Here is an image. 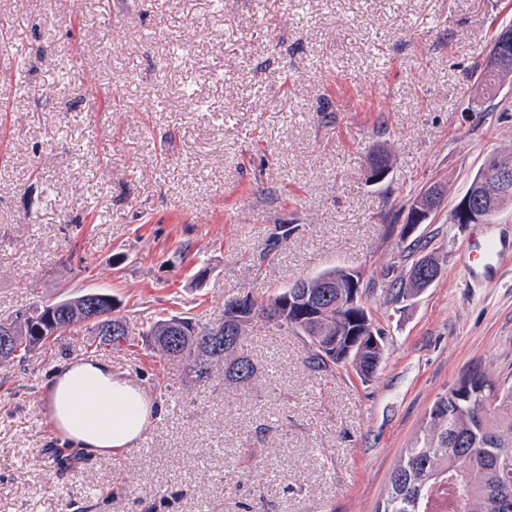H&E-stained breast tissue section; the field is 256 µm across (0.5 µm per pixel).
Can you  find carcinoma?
I'll return each instance as SVG.
<instances>
[{"mask_svg": "<svg viewBox=\"0 0 512 512\" xmlns=\"http://www.w3.org/2000/svg\"><path fill=\"white\" fill-rule=\"evenodd\" d=\"M512 79V38L498 36L489 61L478 74L482 94L493 96ZM512 166V151L491 157L478 169L480 178L472 202L481 218L512 207V174L503 179L498 170ZM295 231L278 224L268 240L272 252ZM347 269L334 267L305 279L292 309L281 305L288 286L267 298L250 293L244 302L251 317L235 313L239 299L224 303V316L197 323L190 318H159L133 327L112 315V304L87 292L61 299L62 306L46 318V306L36 305L0 318V336L9 348L0 353V367L23 363L36 348H47L66 333L88 331L96 346L120 347L141 337L153 357L177 361L198 383L220 375L245 386L258 378V367L242 349L243 337L256 319L277 330H290L307 348V361L318 372L331 373L347 365L368 379L382 363L385 333L361 304L336 306V289ZM421 292L417 280L406 273L394 298L406 301ZM122 324L115 334L109 326ZM376 512H512V381H499L480 367L458 377L426 412L409 447L403 449L389 477L385 498Z\"/></svg>", "mask_w": 512, "mask_h": 512, "instance_id": "carcinoma-1", "label": "carcinoma"}]
</instances>
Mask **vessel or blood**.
I'll return each instance as SVG.
<instances>
[{
	"label": "vessel or blood",
	"instance_id": "vessel-or-blood-1",
	"mask_svg": "<svg viewBox=\"0 0 512 512\" xmlns=\"http://www.w3.org/2000/svg\"><path fill=\"white\" fill-rule=\"evenodd\" d=\"M460 252L468 284L484 287L498 280L504 261L512 257V233L496 231L491 224L482 225L461 243Z\"/></svg>",
	"mask_w": 512,
	"mask_h": 512
}]
</instances>
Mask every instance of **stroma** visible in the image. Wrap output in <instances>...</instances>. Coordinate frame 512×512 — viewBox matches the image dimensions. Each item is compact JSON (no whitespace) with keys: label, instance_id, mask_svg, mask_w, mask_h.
Returning <instances> with one entry per match:
<instances>
[{"label":"stroma","instance_id":"obj_1","mask_svg":"<svg viewBox=\"0 0 512 512\" xmlns=\"http://www.w3.org/2000/svg\"><path fill=\"white\" fill-rule=\"evenodd\" d=\"M0 18V317L97 289L133 325L210 321L340 266L386 332L364 381L256 323L244 387L66 334L0 372V512H374L455 379L512 378V258L469 287L472 227L449 221L512 149V84L484 101L476 84L512 0H0ZM435 182L431 222L389 232ZM278 224L296 230L270 254ZM425 256L440 277L393 302ZM90 355L160 406L147 448L90 458L46 427L45 384Z\"/></svg>","mask_w":512,"mask_h":512}]
</instances>
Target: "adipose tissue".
Masks as SVG:
<instances>
[{"mask_svg": "<svg viewBox=\"0 0 512 512\" xmlns=\"http://www.w3.org/2000/svg\"><path fill=\"white\" fill-rule=\"evenodd\" d=\"M44 398L62 440L90 457L136 444L158 412L133 381L95 359L56 367Z\"/></svg>", "mask_w": 512, "mask_h": 512, "instance_id": "adipose-tissue-1", "label": "adipose tissue"}]
</instances>
